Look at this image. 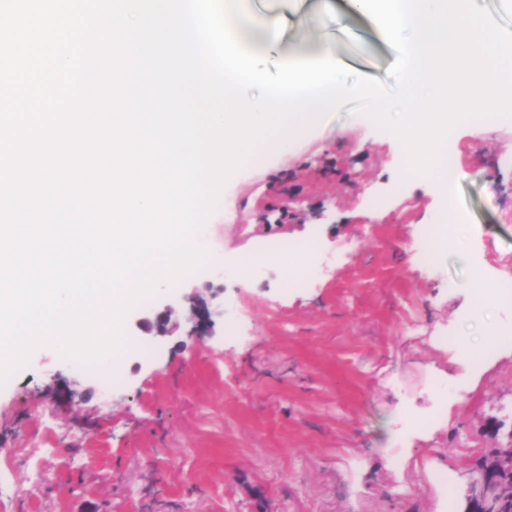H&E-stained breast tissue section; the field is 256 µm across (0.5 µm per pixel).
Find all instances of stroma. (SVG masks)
<instances>
[{"mask_svg": "<svg viewBox=\"0 0 512 512\" xmlns=\"http://www.w3.org/2000/svg\"><path fill=\"white\" fill-rule=\"evenodd\" d=\"M249 9L269 64L315 38L357 74L386 79L396 59L350 0ZM451 136L450 194L347 106L236 172L196 235L208 261L128 314L125 350L88 364L42 346L0 382V512H460L474 459L512 444V343L474 365L443 342L512 328L510 302L472 325L469 288L480 273L512 281V116ZM458 211L467 243L421 266L422 225ZM308 240L304 288L285 287L279 261L246 279L228 264ZM213 294L223 320L189 335ZM164 312L175 334L147 331Z\"/></svg>", "mask_w": 512, "mask_h": 512, "instance_id": "35a3bbf8", "label": "stroma"}]
</instances>
